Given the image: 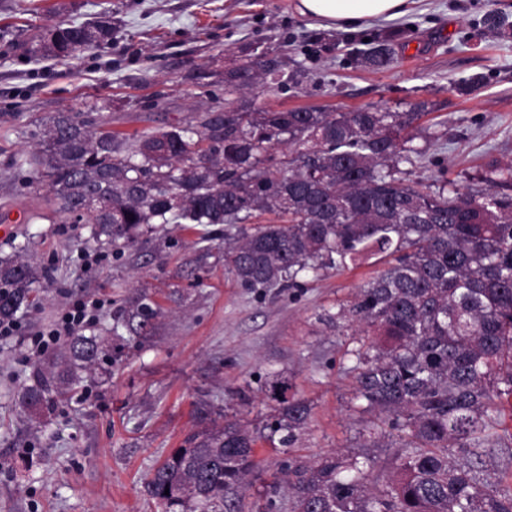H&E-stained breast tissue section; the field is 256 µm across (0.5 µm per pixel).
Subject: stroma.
<instances>
[{
    "label": "stroma",
    "mask_w": 512,
    "mask_h": 512,
    "mask_svg": "<svg viewBox=\"0 0 512 512\" xmlns=\"http://www.w3.org/2000/svg\"><path fill=\"white\" fill-rule=\"evenodd\" d=\"M295 0H0V257L48 270L33 306L17 318L38 330L73 301L94 296L103 310L93 334L112 340L110 372L72 393L47 424L18 405L35 365L19 338L0 340V512H166L144 481L200 425L199 402L216 420L261 427L271 408L262 388L288 376L311 407L296 456L373 453L389 471L391 449L364 436L375 417L355 411L345 356L353 338L323 321L382 268L369 260L331 270L304 288L241 287L224 261V228L181 224L146 231L115 251L87 240L84 225L56 214L44 187L20 160L37 119L61 110L103 116L115 131L187 126L224 73L265 41L292 74L267 95L275 109L375 104L398 112L427 103L444 133L428 172L455 182L512 160V0H416L410 15L356 30L319 25ZM108 14L111 43L68 62L41 55L56 26ZM390 39L394 59L375 71L352 48ZM483 82L463 91L472 76ZM160 313L151 335L130 333L120 313L140 295ZM284 456L267 442L244 492V512L271 497Z\"/></svg>",
    "instance_id": "35a3bbf8"
}]
</instances>
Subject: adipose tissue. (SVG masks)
<instances>
[{
  "mask_svg": "<svg viewBox=\"0 0 512 512\" xmlns=\"http://www.w3.org/2000/svg\"><path fill=\"white\" fill-rule=\"evenodd\" d=\"M410 6V0H296L299 14L340 28L402 17L409 13Z\"/></svg>",
  "mask_w": 512,
  "mask_h": 512,
  "instance_id": "adipose-tissue-1",
  "label": "adipose tissue"
}]
</instances>
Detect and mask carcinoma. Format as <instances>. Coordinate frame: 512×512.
I'll return each mask as SVG.
<instances>
[{"label": "carcinoma", "mask_w": 512, "mask_h": 512, "mask_svg": "<svg viewBox=\"0 0 512 512\" xmlns=\"http://www.w3.org/2000/svg\"><path fill=\"white\" fill-rule=\"evenodd\" d=\"M111 39L107 21L72 22L47 49L67 61ZM393 54L383 41L353 57L381 70ZM267 55L226 72L224 97L194 126L128 134L87 113L55 112L36 124L20 166L97 246L119 248L153 224L235 229L224 234V260L246 288H299L308 275L384 256L386 267L325 321L353 330L346 355L358 409L397 433L394 474L378 485L368 456L334 451L308 464L289 455V512H512V486L486 468L488 447L503 439L497 400L512 398V161L487 167L480 190L426 183L415 174L430 159L414 141L442 138L420 124L426 105L272 109L263 96L292 76ZM263 213L280 223H255ZM47 277L0 258V320L29 307ZM157 315L144 296L128 324L147 336ZM107 362L105 337L75 333L35 364L19 404L39 423ZM265 387L275 405L263 428L226 418L190 433L149 473L147 494L179 512H242L255 445L289 453L311 417L288 379Z\"/></svg>", "instance_id": "cac0c4a2"}]
</instances>
